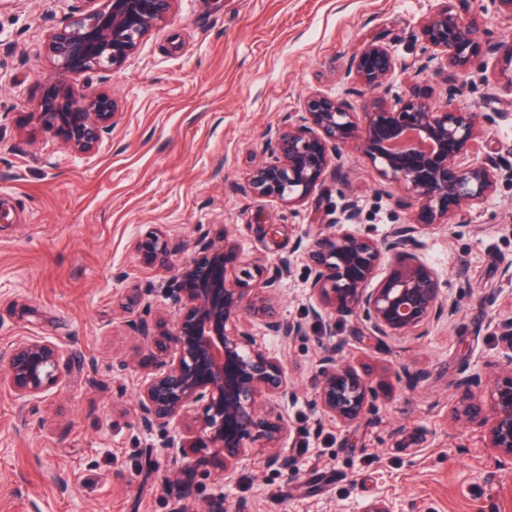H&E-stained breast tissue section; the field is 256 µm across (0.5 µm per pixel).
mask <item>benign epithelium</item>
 Segmentation results:
<instances>
[{
	"label": "benign epithelium",
	"mask_w": 512,
	"mask_h": 512,
	"mask_svg": "<svg viewBox=\"0 0 512 512\" xmlns=\"http://www.w3.org/2000/svg\"><path fill=\"white\" fill-rule=\"evenodd\" d=\"M81 3L45 45L54 64L51 81L37 107V119L66 146L88 153L112 129L115 103L107 93L89 92L71 82L74 74H100L120 67L133 56L154 28L173 13L177 0H78ZM440 7L423 22L424 64L441 57L461 72L480 66L483 53L497 54L500 75L512 89V40L482 48L473 24L454 5ZM397 63L389 49L371 42L355 56L346 72L348 83L367 96L363 111L345 99L313 94L304 111L288 114V125L268 134L267 159L249 173L247 191L293 207L339 168L344 147L352 140L374 166L386 186L404 188L417 209V223L395 224L381 239L351 228L354 204L346 203L336 229L311 224L305 257L310 267L309 314L322 323L327 338L320 363L315 407L343 423L359 419L373 391L349 365L337 358L336 322L331 315H353L372 340L413 333L443 318L452 321L458 301L442 292L438 273L420 256L424 231L464 223L463 208L485 202L512 169L491 155L476 154L494 116L462 110L448 89L443 106L425 95L407 99L392 92ZM203 256L183 267L167 299L178 312L173 332L163 336L170 348L137 392L140 429L165 438L166 483L180 499L190 497L185 481L197 465H209L224 479L248 456L247 441L258 437L278 461L277 448L288 432L284 420L271 422L256 407L265 394L292 402L297 392L281 360L257 344L241 325L243 315H260L273 336L286 342L301 336L304 325L283 319L267 295L288 271V260L274 268L261 262L235 265L239 246L229 232L220 243L196 242ZM137 251L143 264H168L166 239L151 232ZM383 276L377 277L378 270ZM509 371L499 378L486 404L465 395L453 418L486 430L488 446L501 463L512 465V318L497 323ZM62 351L54 343L25 338L0 351V385L19 397L39 399L62 380ZM200 412L189 415L191 406Z\"/></svg>",
	"instance_id": "7a95c632"
}]
</instances>
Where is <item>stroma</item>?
<instances>
[{
	"mask_svg": "<svg viewBox=\"0 0 512 512\" xmlns=\"http://www.w3.org/2000/svg\"><path fill=\"white\" fill-rule=\"evenodd\" d=\"M438 5L177 0L120 68L74 75L111 95L117 110L111 131L79 154L34 115L51 74L45 39L76 0H0V347L38 336L65 354L62 383L42 399L0 388V512H183L163 484L166 449L136 421V391L178 318L162 285L197 258L198 239L229 232L241 261L289 260L273 295L284 318L306 321L308 266L297 244L307 225L334 223L346 198L360 209L359 230L376 238L413 219L401 188L378 193L377 173L354 143L339 175L301 205L253 197L245 186L265 158L267 131L287 125L309 94L345 96V73L364 44L418 62L421 23ZM489 6L465 0L460 9L481 43L512 39V17ZM484 61L465 75L443 65L419 80L400 71L393 90L440 103L449 86H462L461 107L497 113L486 150L511 164L512 89L496 76V55ZM465 222L422 236V258L458 300L456 320L375 342L355 317H337L340 356L375 393L353 424L315 409L319 324L306 321L305 335L284 342L252 318V335L297 388L290 404L257 399L266 418L288 424L279 461L269 463L264 440L252 439L232 479L196 471L194 502L220 496L224 512H365L376 501L389 512H512V470L483 429L451 418L461 378L479 377L485 399L502 372L495 324L512 317V180ZM152 231L166 236L169 266L140 261L136 243ZM141 318L149 336L130 327Z\"/></svg>",
	"mask_w": 512,
	"mask_h": 512,
	"instance_id": "35a3bbf8",
	"label": "stroma"
}]
</instances>
